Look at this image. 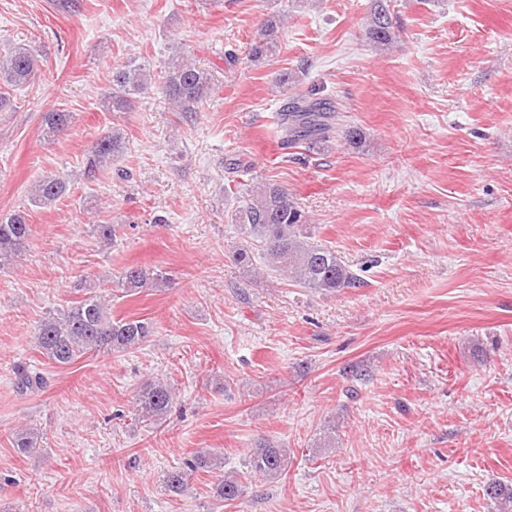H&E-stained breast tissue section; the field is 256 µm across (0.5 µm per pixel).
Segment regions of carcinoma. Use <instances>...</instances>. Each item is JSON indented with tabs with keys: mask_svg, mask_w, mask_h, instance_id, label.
Returning a JSON list of instances; mask_svg holds the SVG:
<instances>
[{
	"mask_svg": "<svg viewBox=\"0 0 512 512\" xmlns=\"http://www.w3.org/2000/svg\"><path fill=\"white\" fill-rule=\"evenodd\" d=\"M285 17L269 16L261 25L249 57L258 60L274 55L280 47ZM367 39L379 49H388L401 38L394 22L392 0H372L365 31ZM39 50L30 42H11L0 48V112L12 109L11 91L27 86L38 77ZM158 89L172 110L196 113L213 92L209 71L196 66L188 51L180 48L168 57ZM152 85L150 68L136 61L112 69V85L101 98L108 112H128ZM343 117L336 102L318 95L314 90L289 95L278 112L282 144L289 148L303 146L315 149L335 140ZM72 124L69 112L52 111L44 114L42 134L55 138L65 134ZM126 149L124 135L117 129L101 134L88 149L83 162V178L92 182L98 174L116 161ZM70 180L63 176H47L38 181L28 196L34 208L51 206L66 195ZM237 181L224 187V194L240 200L227 213L228 222L244 244L233 252L235 262L252 266L247 244H261L267 268L279 279L301 288L335 293L346 288L361 287V280L336 255V251L314 240L308 215L292 196L276 183H263L241 192ZM32 235L31 224L23 211L0 214V265H8L20 257ZM167 278L157 267L132 265L122 272L117 286L124 293L137 294L144 288H157ZM155 332L154 323L146 319H112L104 297L87 289L84 297L65 310L44 317L35 332L38 350L52 363L65 367L82 356L100 351L124 352L136 350ZM15 385L19 391L39 388L42 377L26 368L17 370ZM173 393L167 383L144 382L135 395L139 415L159 426L171 408ZM16 447L26 453L39 451V433L25 429L16 433ZM220 467L211 454L198 451L173 467L163 476L166 490L180 494L189 478L198 471L210 472ZM288 467V449L271 441H263L250 451L247 468L268 481L279 478ZM486 495L500 512H512V485L497 481L489 483ZM220 500L233 502L243 494L235 476L221 477L216 484Z\"/></svg>",
	"mask_w": 512,
	"mask_h": 512,
	"instance_id": "carcinoma-1",
	"label": "carcinoma"
}]
</instances>
